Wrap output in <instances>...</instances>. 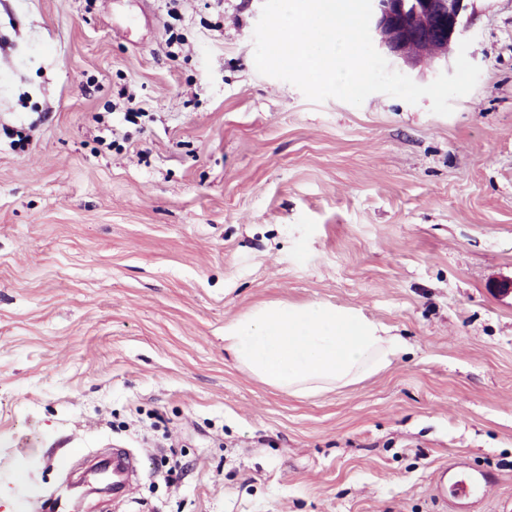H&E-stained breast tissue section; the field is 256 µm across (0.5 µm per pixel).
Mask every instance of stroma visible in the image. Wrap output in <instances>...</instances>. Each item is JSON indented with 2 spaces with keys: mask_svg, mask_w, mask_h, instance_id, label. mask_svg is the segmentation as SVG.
Listing matches in <instances>:
<instances>
[{
  "mask_svg": "<svg viewBox=\"0 0 512 512\" xmlns=\"http://www.w3.org/2000/svg\"><path fill=\"white\" fill-rule=\"evenodd\" d=\"M263 0H0V512L81 459L145 464L84 512H436L458 456L512 499V0L451 115L309 101L257 73ZM362 311L410 349L311 397L224 326Z\"/></svg>",
  "mask_w": 512,
  "mask_h": 512,
  "instance_id": "obj_1",
  "label": "stroma"
}]
</instances>
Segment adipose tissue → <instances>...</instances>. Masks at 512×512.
<instances>
[{
    "label": "adipose tissue",
    "instance_id": "obj_1",
    "mask_svg": "<svg viewBox=\"0 0 512 512\" xmlns=\"http://www.w3.org/2000/svg\"><path fill=\"white\" fill-rule=\"evenodd\" d=\"M224 349L262 383L310 396L388 369L408 345L355 310L269 301L225 325Z\"/></svg>",
    "mask_w": 512,
    "mask_h": 512
}]
</instances>
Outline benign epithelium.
I'll use <instances>...</instances> for the list:
<instances>
[{
	"instance_id": "7a95c632",
	"label": "benign epithelium",
	"mask_w": 512,
	"mask_h": 512,
	"mask_svg": "<svg viewBox=\"0 0 512 512\" xmlns=\"http://www.w3.org/2000/svg\"><path fill=\"white\" fill-rule=\"evenodd\" d=\"M479 0H372L371 38L388 59L409 69L448 63L468 32Z\"/></svg>"
}]
</instances>
